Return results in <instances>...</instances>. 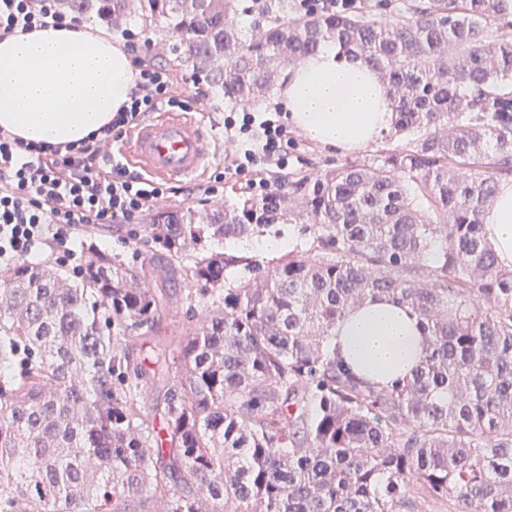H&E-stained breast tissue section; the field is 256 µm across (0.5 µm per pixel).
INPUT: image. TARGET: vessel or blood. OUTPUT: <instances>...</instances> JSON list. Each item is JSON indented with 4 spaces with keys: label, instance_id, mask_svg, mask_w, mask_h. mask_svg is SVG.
Masks as SVG:
<instances>
[{
    "label": "vessel or blood",
    "instance_id": "vessel-or-blood-1",
    "mask_svg": "<svg viewBox=\"0 0 512 512\" xmlns=\"http://www.w3.org/2000/svg\"><path fill=\"white\" fill-rule=\"evenodd\" d=\"M119 152L149 177L164 181L201 176L212 158L210 143L196 116L174 110L141 122Z\"/></svg>",
    "mask_w": 512,
    "mask_h": 512
}]
</instances>
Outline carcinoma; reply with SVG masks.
Here are the masks:
<instances>
[{
    "instance_id": "carcinoma-1",
    "label": "carcinoma",
    "mask_w": 512,
    "mask_h": 512,
    "mask_svg": "<svg viewBox=\"0 0 512 512\" xmlns=\"http://www.w3.org/2000/svg\"><path fill=\"white\" fill-rule=\"evenodd\" d=\"M137 19L224 98L256 104L281 68L333 44L387 83L401 139L296 175L260 201L150 219L139 265L0 275V512H512V269L482 216L512 176V19L501 0H404L297 13L244 33L239 0H62ZM264 261L204 243L280 234ZM187 326L153 358L183 282ZM419 317L428 352L387 388L328 339L368 298ZM483 300L484 309L473 307ZM163 384L152 410L137 409Z\"/></svg>"
}]
</instances>
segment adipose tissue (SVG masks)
<instances>
[{
    "mask_svg": "<svg viewBox=\"0 0 512 512\" xmlns=\"http://www.w3.org/2000/svg\"><path fill=\"white\" fill-rule=\"evenodd\" d=\"M137 72L123 44L101 30L36 28L0 40V129L32 144L77 143L111 122ZM281 106L311 139L343 151L376 140L392 122L377 73L325 45L283 74ZM501 266L512 269V179L483 217ZM344 368L380 386L404 378L425 353L418 317L384 298L365 300L336 328Z\"/></svg>",
    "mask_w": 512,
    "mask_h": 512,
    "instance_id": "1",
    "label": "adipose tissue"
}]
</instances>
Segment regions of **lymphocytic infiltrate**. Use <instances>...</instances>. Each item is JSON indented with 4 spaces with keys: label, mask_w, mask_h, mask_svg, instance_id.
I'll return each instance as SVG.
<instances>
[{
    "label": "lymphocytic infiltrate",
    "mask_w": 512,
    "mask_h": 512,
    "mask_svg": "<svg viewBox=\"0 0 512 512\" xmlns=\"http://www.w3.org/2000/svg\"><path fill=\"white\" fill-rule=\"evenodd\" d=\"M83 19L62 11L58 0H0V39L36 28H74ZM138 70L128 105L120 108L100 136L81 145H31L0 130V266L11 267L37 256L46 240L63 252L59 263L77 260L68 243L79 228L133 224L168 187L128 174L114 164L113 142L161 107L184 108L172 94L169 69L135 58ZM224 131L237 148L231 167L243 175L288 167V130L282 120L261 112H232Z\"/></svg>",
    "instance_id": "1"
}]
</instances>
